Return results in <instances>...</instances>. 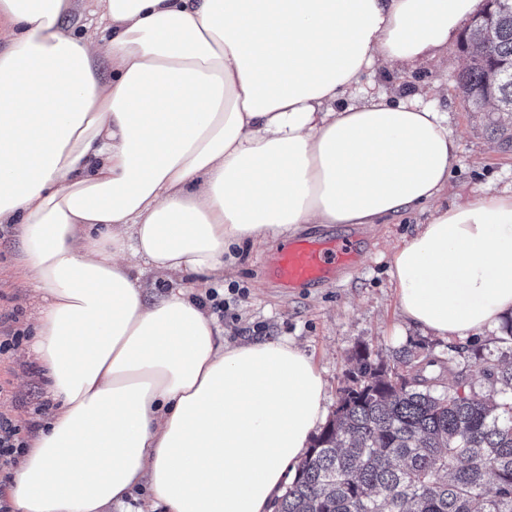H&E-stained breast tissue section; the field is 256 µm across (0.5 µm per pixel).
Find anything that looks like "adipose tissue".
Masks as SVG:
<instances>
[{
  "label": "adipose tissue",
  "mask_w": 512,
  "mask_h": 512,
  "mask_svg": "<svg viewBox=\"0 0 512 512\" xmlns=\"http://www.w3.org/2000/svg\"><path fill=\"white\" fill-rule=\"evenodd\" d=\"M477 2L97 0L100 41L61 26L70 0H0V224L27 242L53 399L16 512H107L142 484L170 512H267L325 418L321 374L285 339L225 344L184 290L147 304L140 277L223 278L243 243L434 202L446 118L362 78L437 59ZM390 274L424 330L498 327L512 186L417 225Z\"/></svg>",
  "instance_id": "obj_1"
}]
</instances>
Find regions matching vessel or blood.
Segmentation results:
<instances>
[{"instance_id":"obj_1","label":"vessel or blood","mask_w":512,"mask_h":512,"mask_svg":"<svg viewBox=\"0 0 512 512\" xmlns=\"http://www.w3.org/2000/svg\"><path fill=\"white\" fill-rule=\"evenodd\" d=\"M357 259L352 238L300 237L279 249L271 275L285 288L313 286L327 281L334 271L353 266Z\"/></svg>"}]
</instances>
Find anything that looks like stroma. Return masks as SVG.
Segmentation results:
<instances>
[{
    "label": "stroma",
    "mask_w": 512,
    "mask_h": 512,
    "mask_svg": "<svg viewBox=\"0 0 512 512\" xmlns=\"http://www.w3.org/2000/svg\"><path fill=\"white\" fill-rule=\"evenodd\" d=\"M443 63H425L396 73L379 71L377 79L392 100L422 97L448 116V125L458 141V161L448 178V187L437 204L399 208L374 225L308 224L306 236L355 237L358 260L316 288H282L269 274L276 256L274 244H244L239 251V269L232 280L210 279L208 287L191 286L189 280L144 278L145 300L154 303L171 289L188 288L190 296L205 295L207 288L225 289L229 284L244 288L236 315L221 319L228 330V343L266 342L288 339L310 355L325 382L324 405L335 411L340 390L347 382L351 357L365 350L393 361L401 350L418 358L453 361L468 368L475 389L485 385L470 366L474 352L499 354L505 348L506 326L460 340L437 337L407 321L397 306L391 283L392 253L417 225L429 223L437 207L452 205L471 190L495 193L512 185V150L501 149L480 120L474 119L468 101L457 87L464 66L459 42L444 50ZM39 300L31 274L24 265L19 225L0 226V334L22 330L34 334L33 318ZM46 380L25 349L0 355V411L24 422L29 418L22 404L29 388Z\"/></svg>",
    "instance_id": "obj_1"
}]
</instances>
